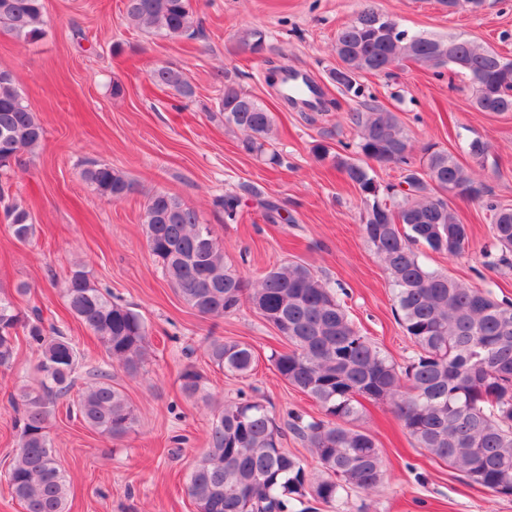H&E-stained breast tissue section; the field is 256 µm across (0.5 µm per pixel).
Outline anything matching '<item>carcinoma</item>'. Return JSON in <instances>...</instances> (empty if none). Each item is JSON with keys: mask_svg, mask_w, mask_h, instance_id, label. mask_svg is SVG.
Masks as SVG:
<instances>
[{"mask_svg": "<svg viewBox=\"0 0 512 512\" xmlns=\"http://www.w3.org/2000/svg\"><path fill=\"white\" fill-rule=\"evenodd\" d=\"M43 0H0V30L27 42L43 35ZM127 18L136 27L162 37L196 36L191 0H127ZM385 16L365 9L336 34L339 63L366 74L381 73L406 59L435 70L448 67L437 58L439 47L453 45L462 60L457 74L469 77L474 103L482 112H512V78L499 77L500 53L461 36L448 39L384 32ZM242 48L266 50L257 28L240 32ZM339 68L330 80L352 98L363 96L361 81H341ZM157 86L174 89L185 99L195 87L183 71L160 67L150 73ZM224 124L241 131L243 151L262 156L275 116L253 96L230 82L217 102ZM357 132L356 157L313 146L314 156L329 160L364 198L389 206L383 223H362L388 273L398 322L414 347L404 369L362 335L332 288L302 263L290 262L249 282L224 266V250L214 231L181 199L163 191L145 196L146 245L185 303L202 317L221 318L247 302L272 321L291 349L274 352L270 362L290 385L308 394L324 418L289 415L288 429L310 448L321 467L317 477L282 448L284 431L259 401L240 399L215 415L208 451L193 464L187 494L197 512H289L294 501L311 497L326 504L344 499L353 489L372 492L384 481L378 445L356 425L361 400L389 402L396 418L432 458L445 461L497 497H512V303L429 268L416 246L458 256L470 247L467 225L437 192L453 184L460 197L481 203L490 212V244L500 262L512 263V208L488 197L476 172L457 156L433 145L413 156L406 126L392 112L376 107L350 112ZM44 129L19 91L13 75L0 71V171L8 173L24 149L38 146ZM463 151L484 160L488 143L468 141ZM395 164L404 170L409 189L381 184L371 163ZM82 178L103 199L122 200L133 184L120 170L93 162ZM4 220L21 244L35 236L30 211L0 186ZM65 309L94 333L108 362L84 368L73 339L47 325L38 308L24 310L14 294L0 290V368H12L19 337L37 353L36 378L9 394L18 413V448L7 481L24 512H67L70 480L56 458L50 428L59 401L70 395L80 375L86 387L67 408L90 430L109 438L133 431L137 414L125 393L112 384L111 368L130 376L140 373L150 347L143 317L112 301L111 293L91 282L80 267L63 287ZM210 363L231 375L254 370L251 345L211 339ZM204 376L188 365L181 390L196 397Z\"/></svg>", "mask_w": 512, "mask_h": 512, "instance_id": "1", "label": "carcinoma"}]
</instances>
